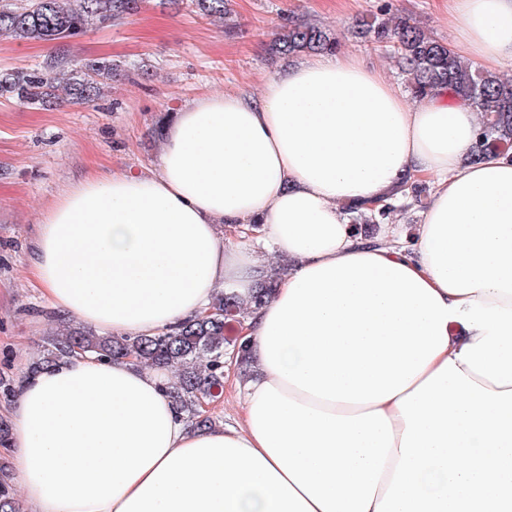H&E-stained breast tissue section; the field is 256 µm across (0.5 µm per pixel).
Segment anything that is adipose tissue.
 Returning a JSON list of instances; mask_svg holds the SVG:
<instances>
[{
	"mask_svg": "<svg viewBox=\"0 0 512 512\" xmlns=\"http://www.w3.org/2000/svg\"><path fill=\"white\" fill-rule=\"evenodd\" d=\"M449 13L454 53L512 64V0ZM480 126L312 54L185 104L156 164L63 191L28 258L60 318L153 336L248 299L270 256L288 271L240 320L234 423L194 427L167 374L124 359L19 375L5 453L29 512H512V159L472 160ZM407 176L432 186L420 224L358 234L346 204Z\"/></svg>",
	"mask_w": 512,
	"mask_h": 512,
	"instance_id": "1",
	"label": "adipose tissue"
}]
</instances>
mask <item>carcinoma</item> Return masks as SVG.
I'll list each match as a JSON object with an SVG mask.
<instances>
[{"instance_id":"1","label":"carcinoma","mask_w":512,"mask_h":512,"mask_svg":"<svg viewBox=\"0 0 512 512\" xmlns=\"http://www.w3.org/2000/svg\"><path fill=\"white\" fill-rule=\"evenodd\" d=\"M144 0H26L17 6L0 0V36L14 40L40 41L55 45V52L41 67L0 71V96L8 94L42 108L61 103L90 104L102 97L107 82L117 76L119 65L107 60L77 59L69 54L68 42L90 25H105L138 12ZM198 13L222 20L229 14V0H190ZM355 33L374 48L390 50V58L405 77L412 99L423 101L438 90H446L476 104L482 126L473 152L477 159L512 154V78L480 70L457 58L448 44L428 35L409 17L359 19ZM340 49L336 34L307 19L281 27L271 44L275 58L292 59ZM413 206L424 208L427 186L419 181L405 184ZM350 222L372 238L394 211L408 208L386 203L376 207L354 202L345 206ZM278 274L261 280L252 291L248 306L268 302L277 286ZM247 306L232 295L215 294L210 312L190 319L177 328L155 336H104L69 324L48 341L46 355L33 361L35 370L52 364L74 351L102 358L134 359L145 367L170 374L166 391L177 408L197 428H209L213 417L201 411L200 401H213L224 391L225 347L237 349V363L250 371L249 351L230 338ZM12 477L6 460H0V512H19Z\"/></svg>"}]
</instances>
